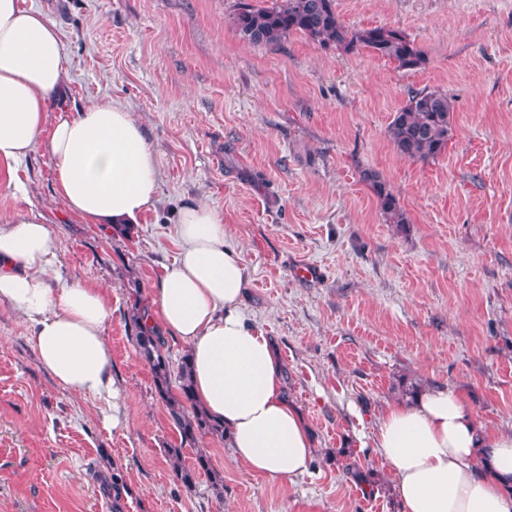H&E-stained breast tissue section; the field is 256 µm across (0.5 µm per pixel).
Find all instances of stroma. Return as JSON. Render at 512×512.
<instances>
[{"instance_id": "1", "label": "stroma", "mask_w": 512, "mask_h": 512, "mask_svg": "<svg viewBox=\"0 0 512 512\" xmlns=\"http://www.w3.org/2000/svg\"><path fill=\"white\" fill-rule=\"evenodd\" d=\"M31 2L65 42L59 103L122 102L160 174L138 223L109 227L68 209L45 150L20 168L28 197L0 173V226L31 208L55 239L50 287L104 291L122 411L112 423L103 400L58 384L1 302L0 512H401L370 437L410 384L453 387L490 430L512 433V0H336L349 28L403 30L426 58L414 71L296 33L245 43L240 0ZM422 90L455 104L454 136L428 164L387 137ZM365 169L407 224L386 223ZM198 202L224 215L247 273L241 309L275 340L313 434L295 482L247 475L206 437L182 464L204 449L224 478L218 496L202 473L184 485L166 453L179 433L131 317L178 254V211ZM307 264L318 276L297 275Z\"/></svg>"}]
</instances>
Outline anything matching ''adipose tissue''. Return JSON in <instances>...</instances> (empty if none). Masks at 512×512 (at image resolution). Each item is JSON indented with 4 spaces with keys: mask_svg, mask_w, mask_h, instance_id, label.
I'll return each mask as SVG.
<instances>
[{
    "mask_svg": "<svg viewBox=\"0 0 512 512\" xmlns=\"http://www.w3.org/2000/svg\"><path fill=\"white\" fill-rule=\"evenodd\" d=\"M67 71L64 42L44 14L25 0H0V168L26 195L18 171L44 147L71 212L94 224L136 221L157 192L154 151L117 101L48 123ZM176 236L179 257L154 292L147 323L186 345L195 400L223 423L233 460L251 475L293 481L307 471L314 441L284 394L273 340L241 312L245 269L225 243L224 216L206 204L186 207ZM56 261L39 215L21 213L0 226V302L30 323L38 357L58 383L116 399L102 334L105 294L79 283L49 288ZM371 446L402 512H512V434L486 431L454 389L388 406Z\"/></svg>",
    "mask_w": 512,
    "mask_h": 512,
    "instance_id": "1",
    "label": "adipose tissue"
}]
</instances>
